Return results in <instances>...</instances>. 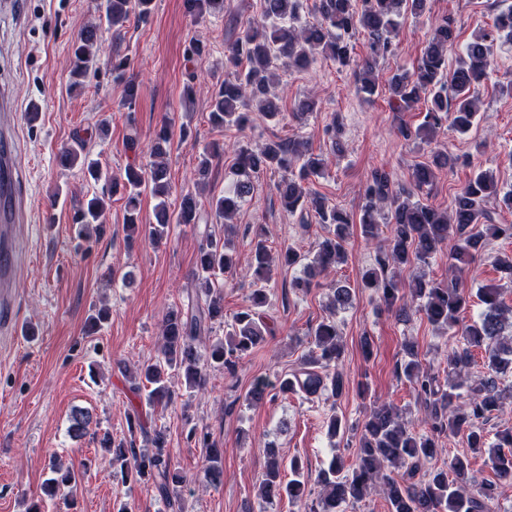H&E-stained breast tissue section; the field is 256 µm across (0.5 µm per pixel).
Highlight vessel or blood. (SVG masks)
<instances>
[{"label":"vessel or blood","mask_w":512,"mask_h":512,"mask_svg":"<svg viewBox=\"0 0 512 512\" xmlns=\"http://www.w3.org/2000/svg\"><path fill=\"white\" fill-rule=\"evenodd\" d=\"M20 106L5 82H0V324L15 328L20 306L11 285L20 265L13 246L17 225L28 215L16 179L14 135L18 128Z\"/></svg>","instance_id":"1"}]
</instances>
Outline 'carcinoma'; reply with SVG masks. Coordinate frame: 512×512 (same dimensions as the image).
Wrapping results in <instances>:
<instances>
[{
    "instance_id": "1",
    "label": "carcinoma",
    "mask_w": 512,
    "mask_h": 512,
    "mask_svg": "<svg viewBox=\"0 0 512 512\" xmlns=\"http://www.w3.org/2000/svg\"><path fill=\"white\" fill-rule=\"evenodd\" d=\"M187 13L195 17L224 11V0H183ZM300 0H260V13L248 22L246 29L232 45L227 64L244 70L225 78L212 90L210 121L216 126L244 127L249 122L248 108L255 104L260 111L275 118L281 106L269 98L273 84V59L279 58L290 69L307 68L314 55L323 54L340 68L354 71L360 90L370 96L379 88L374 67L392 52L393 33L398 18L410 15L422 17L430 12V0H315L314 11L319 20L311 23L300 15ZM99 22L85 27L74 45L72 75L80 85L98 71V47L103 32L120 34L131 17L147 19L152 0H103ZM495 33H483L465 47L454 68H448V50L455 44L457 30L451 16L441 18L433 27L417 66L413 72L396 71L385 81L389 103L399 110H409L426 96L428 109L423 122L415 129L405 127V138L415 136L423 141L433 140L437 131L449 125L466 133L477 115L471 90L488 76L493 56L494 34L502 33L512 39V7L500 11L494 19ZM361 31L367 38V59L359 63L353 46L346 36ZM172 132L162 126L154 140L152 155L156 157L149 169L128 166L124 174L112 178V190L122 189L128 209L127 224L131 232L159 241L167 234L169 225L201 224L208 216L191 194L181 196L177 212H169L164 197L169 194L170 182L166 164L159 158L166 154ZM61 160L68 166L77 163L98 179L101 170L86 163L83 143L66 147ZM458 159L450 153L435 152L412 171V188L400 186L383 168L374 169L363 186V214L359 220L362 236L368 240L384 238L377 246L375 266L362 276L364 286L380 292L381 301L405 320L410 312L424 315L438 331H448L459 337L458 345L448 358V370L441 380L423 365L417 346L403 344L404 358L396 364L395 372L407 380L416 398L423 403L425 418L421 431L409 429L392 405H375L362 423L358 439L356 462L345 465L333 457L327 468L320 471L318 484L322 493L317 505L308 506L304 500L307 478L296 460L290 462L291 478L282 475V460L276 448L267 449L268 461L259 484V497L271 502L286 498L306 512H345L349 502H359L371 492L381 495L389 512H498L499 482L512 481V431L496 433L490 443L485 423L512 399V386H500L501 378L512 373V306L501 298L494 286H484L477 297L484 305L480 316L466 323L461 313L467 305L463 292L442 280L429 278L423 268L429 265L447 244L449 237L458 241L450 254L449 269L462 273L489 238H512V224L495 222L496 210H512V188L498 186L495 176L480 170L466 183L454 200L451 213L441 212L416 198V194L433 186L436 171H453ZM268 171L283 173L277 191L289 214H312L317 223L334 227L333 235L318 243L313 257L298 253L291 246L272 256L271 249L258 234L255 237L250 267L256 288L250 306L236 313L229 324L224 340L209 346L206 354L199 353L196 342L209 330V324L224 318V297L214 291L220 274H229L237 262L227 239L206 236L200 244L197 279L204 284L207 299L190 310L172 309L162 321L161 357L154 364L140 368L133 382L135 393L147 390L146 401L158 405L170 397L167 385L169 372L185 376L189 387L203 383L202 365L215 364L231 371L242 355L261 345L268 333L263 308L267 304V288L271 267L279 261L287 267H301L302 275L290 287L307 291L318 285V277L328 268L347 259L345 244L352 227L351 219L326 204L324 198L312 193L311 178L325 171V159L310 152L304 143L295 139L271 140L257 151L246 146L239 148L234 166V187L210 202L214 216L229 222L254 188V181ZM157 198L155 223H139V197L145 190ZM105 208L103 199L95 196L87 202L78 217L81 224L99 220ZM384 212L388 234H383L377 220ZM415 272L411 287H401V274ZM353 304L350 286L340 282L333 285L332 311H344ZM312 348L304 357L303 366L280 382L283 393L314 396L328 390L339 396L344 387L343 373L338 369L343 354L340 335L333 319H324L311 328ZM484 352L485 375L468 384L462 372L475 359V351ZM93 416L87 410L73 412L68 434L74 440L85 438L91 429ZM462 434L468 448L484 456V463L493 471L496 480L483 482L471 492L470 460L453 457L444 468H427L442 452L438 440L443 435ZM154 448L152 454L139 452L124 441L112 440L109 433L99 439L101 447L111 455V464L127 475L147 478L160 498L169 506L177 502V487L185 482L181 472L172 466L166 429L154 428L146 434ZM207 465L204 477L220 481L223 473V450L215 443L206 444ZM53 477L47 481L48 496L60 497L68 507L75 505L79 477L50 459ZM402 468L401 476L395 470Z\"/></svg>"
}]
</instances>
